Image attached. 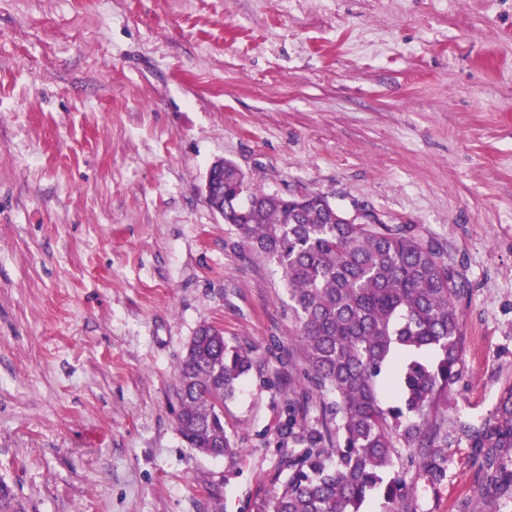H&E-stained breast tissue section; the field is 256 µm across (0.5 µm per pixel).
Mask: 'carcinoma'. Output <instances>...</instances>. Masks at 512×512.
<instances>
[{
	"instance_id": "cac0c4a2",
	"label": "carcinoma",
	"mask_w": 512,
	"mask_h": 512,
	"mask_svg": "<svg viewBox=\"0 0 512 512\" xmlns=\"http://www.w3.org/2000/svg\"><path fill=\"white\" fill-rule=\"evenodd\" d=\"M224 223L283 270L299 324L303 380L320 400L316 425L292 434L267 512H409L393 470L398 448L432 481L445 476L448 387L462 353L459 303L469 292L448 253L416 224H364L324 196L302 202L250 187L224 162ZM253 366L250 352L203 325L178 367V430L198 453L234 454L224 402ZM488 460L512 448V391L475 432ZM0 512H26L0 481Z\"/></svg>"
}]
</instances>
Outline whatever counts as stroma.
<instances>
[{"label":"stroma","mask_w":512,"mask_h":512,"mask_svg":"<svg viewBox=\"0 0 512 512\" xmlns=\"http://www.w3.org/2000/svg\"><path fill=\"white\" fill-rule=\"evenodd\" d=\"M251 187L415 224L464 298L447 474L410 512H512L483 428L512 389V0H0V479L27 512H265L303 396L282 270L205 199ZM253 369L229 457L176 425L197 328Z\"/></svg>","instance_id":"stroma-1"}]
</instances>
